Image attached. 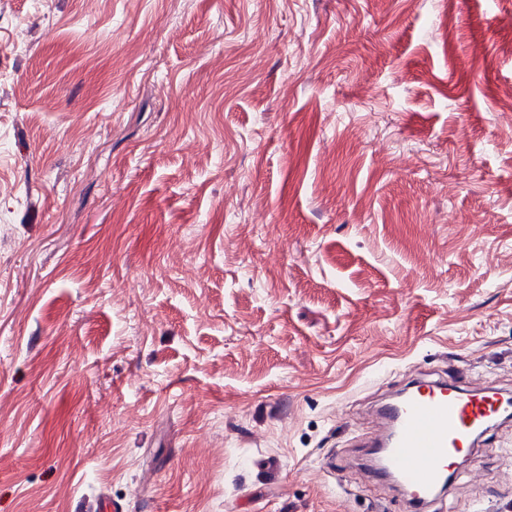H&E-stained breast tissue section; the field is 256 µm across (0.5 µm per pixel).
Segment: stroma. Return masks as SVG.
I'll use <instances>...</instances> for the list:
<instances>
[{
    "label": "stroma",
    "mask_w": 512,
    "mask_h": 512,
    "mask_svg": "<svg viewBox=\"0 0 512 512\" xmlns=\"http://www.w3.org/2000/svg\"><path fill=\"white\" fill-rule=\"evenodd\" d=\"M423 374L512 396V0H0V512H406Z\"/></svg>",
    "instance_id": "stroma-1"
}]
</instances>
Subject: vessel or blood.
Wrapping results in <instances>:
<instances>
[{"mask_svg": "<svg viewBox=\"0 0 512 512\" xmlns=\"http://www.w3.org/2000/svg\"><path fill=\"white\" fill-rule=\"evenodd\" d=\"M509 410L512 403L489 388L416 380L401 398L376 407L383 429L370 446L405 490L411 512H425L453 459Z\"/></svg>", "mask_w": 512, "mask_h": 512, "instance_id": "b4317fda", "label": "vessel or blood"}]
</instances>
